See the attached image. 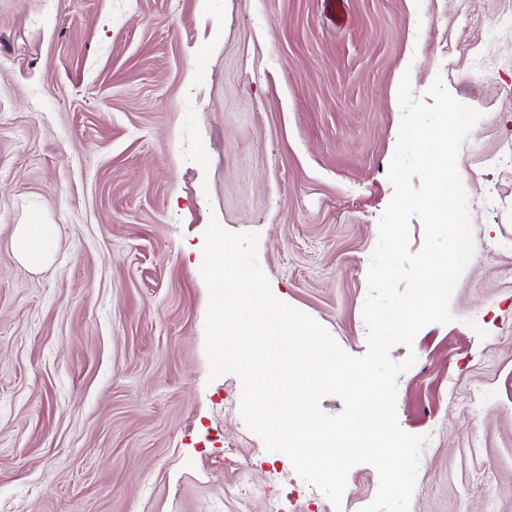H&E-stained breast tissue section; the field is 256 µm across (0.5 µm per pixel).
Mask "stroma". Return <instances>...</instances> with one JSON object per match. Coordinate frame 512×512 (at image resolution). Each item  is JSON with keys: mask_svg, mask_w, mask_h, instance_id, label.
I'll return each mask as SVG.
<instances>
[{"mask_svg": "<svg viewBox=\"0 0 512 512\" xmlns=\"http://www.w3.org/2000/svg\"><path fill=\"white\" fill-rule=\"evenodd\" d=\"M347 10L334 29L318 0H0V512H267L242 468L284 512L372 502V466L333 506L246 427L239 377L209 379L201 265L210 219L258 233L275 297L364 355L406 74L482 114L454 320L390 351L416 354L397 418L428 438L410 512H512V0ZM34 213L59 233L37 270L9 246Z\"/></svg>", "mask_w": 512, "mask_h": 512, "instance_id": "1", "label": "stroma"}]
</instances>
